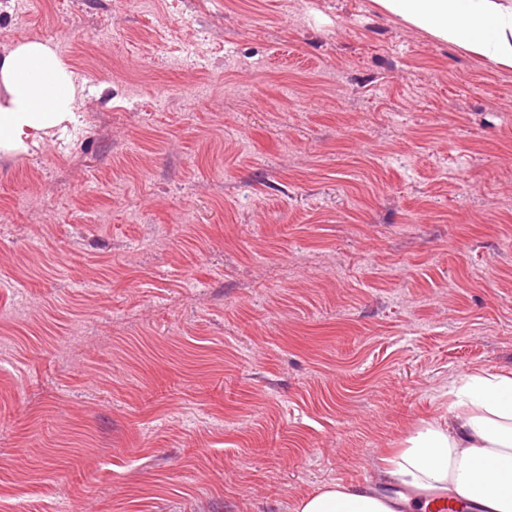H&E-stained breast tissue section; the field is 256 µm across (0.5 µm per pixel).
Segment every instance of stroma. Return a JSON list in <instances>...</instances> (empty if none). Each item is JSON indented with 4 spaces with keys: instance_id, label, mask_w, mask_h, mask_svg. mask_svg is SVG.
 <instances>
[{
    "instance_id": "stroma-1",
    "label": "stroma",
    "mask_w": 512,
    "mask_h": 512,
    "mask_svg": "<svg viewBox=\"0 0 512 512\" xmlns=\"http://www.w3.org/2000/svg\"><path fill=\"white\" fill-rule=\"evenodd\" d=\"M73 121L0 152V512H296L512 371V70L373 0H17Z\"/></svg>"
}]
</instances>
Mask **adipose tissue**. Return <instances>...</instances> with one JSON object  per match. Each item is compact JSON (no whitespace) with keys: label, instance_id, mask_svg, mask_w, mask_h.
I'll list each match as a JSON object with an SVG mask.
<instances>
[{"label":"adipose tissue","instance_id":"adipose-tissue-1","mask_svg":"<svg viewBox=\"0 0 512 512\" xmlns=\"http://www.w3.org/2000/svg\"><path fill=\"white\" fill-rule=\"evenodd\" d=\"M431 36L512 67V6L502 0H376ZM80 89L55 52L30 40L0 57V151L20 152L74 118ZM447 425L423 423L385 458L390 497L373 487L331 484L302 498L297 512H430V495L471 512H512V373L466 375Z\"/></svg>","mask_w":512,"mask_h":512}]
</instances>
